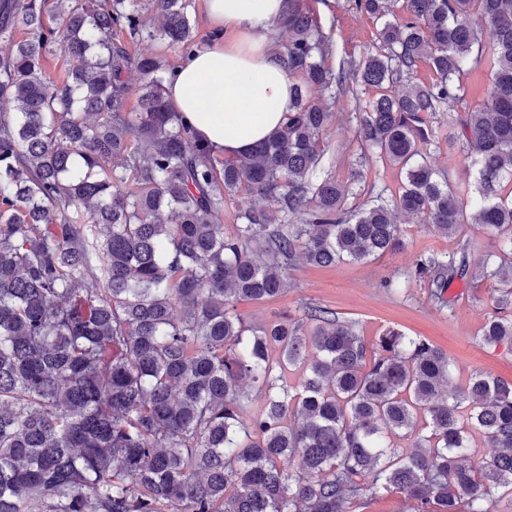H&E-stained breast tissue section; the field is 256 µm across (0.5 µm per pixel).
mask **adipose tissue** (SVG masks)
<instances>
[{
	"instance_id": "ef3b65f1",
	"label": "adipose tissue",
	"mask_w": 512,
	"mask_h": 512,
	"mask_svg": "<svg viewBox=\"0 0 512 512\" xmlns=\"http://www.w3.org/2000/svg\"><path fill=\"white\" fill-rule=\"evenodd\" d=\"M214 40L167 75L166 97L215 153L234 157L285 121L294 80L270 34L284 0H203Z\"/></svg>"
}]
</instances>
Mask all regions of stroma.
<instances>
[{"instance_id":"obj_1","label":"stroma","mask_w":512,"mask_h":512,"mask_svg":"<svg viewBox=\"0 0 512 512\" xmlns=\"http://www.w3.org/2000/svg\"><path fill=\"white\" fill-rule=\"evenodd\" d=\"M316 11L334 44L327 66L338 67L343 58L360 56L377 46L378 23L352 10L350 0H321ZM360 117L354 95L345 94L334 107L325 133L329 150L322 167L336 179L352 182L353 193L345 204L349 210L379 197L392 200L404 178L400 167L387 158L364 159L355 136ZM433 127L438 142L430 147V163L447 172L452 181L470 182L463 147L448 144L447 112L437 113ZM398 224L404 242L399 251L327 267L297 263L288 272L291 286L283 294L263 302L239 303L245 323L258 326L282 315L297 318L303 306L316 304L353 322L366 343L395 328L443 350L452 363L446 387L449 395H456L476 372L512 382V345L487 347L480 342L481 328L495 309L502 285L475 275L474 270L497 255V237L475 224L464 225L456 236L447 237L412 215L399 216ZM464 244L469 247L472 272L454 279L445 293V303H438L431 296L429 281L415 277V266L433 255H452Z\"/></svg>"}]
</instances>
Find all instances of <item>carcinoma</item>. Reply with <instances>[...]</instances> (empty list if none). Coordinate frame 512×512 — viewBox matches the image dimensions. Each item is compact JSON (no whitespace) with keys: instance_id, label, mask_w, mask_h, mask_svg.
<instances>
[{"instance_id":"1","label":"carcinoma","mask_w":512,"mask_h":512,"mask_svg":"<svg viewBox=\"0 0 512 512\" xmlns=\"http://www.w3.org/2000/svg\"><path fill=\"white\" fill-rule=\"evenodd\" d=\"M0 0V512H348L400 493L413 512H499L512 493V382L478 372L451 398L448 355L388 330L367 358L354 325L321 306L251 328L242 299L288 288L298 260L327 267L402 246L396 213L442 234L496 233L506 286L481 334L512 344V0H352L382 21L379 49L332 52L307 0H287L279 61L301 78L284 125L221 158L164 96L166 58L129 44L199 45L195 0ZM156 13L159 25L145 21ZM23 37L14 40L13 32ZM60 52L66 77L46 76ZM429 61L437 81L408 83ZM486 63L484 102L462 78ZM142 80L128 108L125 74ZM376 90L357 135L365 157L406 170L399 197L352 211L321 171L330 106ZM469 192L422 148L447 104ZM258 197L224 234V200ZM468 248L417 269L443 299ZM301 375L290 384L286 371ZM500 452L476 466L472 432ZM412 439L403 448L393 437Z\"/></svg>"}]
</instances>
